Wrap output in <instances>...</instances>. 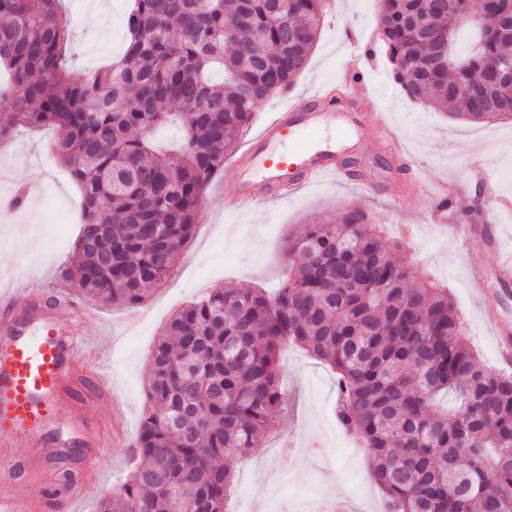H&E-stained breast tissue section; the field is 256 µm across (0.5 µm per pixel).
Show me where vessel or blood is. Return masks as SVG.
I'll return each mask as SVG.
<instances>
[{"mask_svg": "<svg viewBox=\"0 0 512 512\" xmlns=\"http://www.w3.org/2000/svg\"><path fill=\"white\" fill-rule=\"evenodd\" d=\"M325 105L322 97H296L249 142L231 170L240 209L263 211L314 180L339 175L337 157L373 126L374 117L335 114ZM66 300L36 284L0 289V451L21 446L31 457L58 454L49 438L62 404L86 399L74 367L111 356L108 344L89 348L65 335L58 308ZM489 321L499 361H512V326L492 313Z\"/></svg>", "mask_w": 512, "mask_h": 512, "instance_id": "b4317fda", "label": "vessel or blood"}]
</instances>
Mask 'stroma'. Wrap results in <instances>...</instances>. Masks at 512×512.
<instances>
[{"label":"stroma","instance_id":"1","mask_svg":"<svg viewBox=\"0 0 512 512\" xmlns=\"http://www.w3.org/2000/svg\"><path fill=\"white\" fill-rule=\"evenodd\" d=\"M64 0L62 7L71 38L68 54L77 73L105 66L125 52L124 17L130 0ZM378 0H329L316 43L305 68L290 91H279L256 106L252 129H259L291 96L330 92L355 53L351 30L371 35L369 92L364 111L379 115L383 125L400 134L402 159L387 157L375 131L358 148V175L327 178L300 195L262 213L241 211L222 190L215 174L205 194L202 218L190 245L176 261L165 284L137 306L98 308L99 320L83 324L67 319L69 333L87 345L111 341L112 360L103 374L112 397L89 406L85 414L102 436L93 458L101 489L72 504L52 496L57 467L44 463L5 491L38 502L37 512H96L131 476L138 460L137 441L145 402V375L154 343L171 316L195 295L214 287L274 289L288 264L284 242L305 225L341 217L350 205L364 209L369 223L398 247L397 253L421 277L447 288L478 361L497 368L494 341L482 307L471 292L476 273L488 274L501 312L512 318V288L502 289L497 266L512 260V120L475 124L409 100L395 81L386 50L376 38ZM49 131L21 130L0 149L9 181L0 182V198L13 196L20 177L40 181L43 192L14 211L0 210V274H20L50 281L70 298L77 283L61 275L71 256L82 222L81 194L64 165L49 147ZM489 162L498 221L491 225L499 251L474 243L459 248L439 225L423 223L437 197L446 196L462 224L480 223L472 215V197L454 192L472 168ZM412 223L409 235L397 227ZM279 381L287 403L275 432L254 455L231 461L237 491L226 512H306L304 499L314 493L326 498H354L362 512H385V497L372 478L369 456L349 455L348 434L336 419V376L329 367L295 347L283 348Z\"/></svg>","mask_w":512,"mask_h":512}]
</instances>
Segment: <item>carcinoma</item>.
I'll return each mask as SVG.
<instances>
[{
	"label": "carcinoma",
	"mask_w": 512,
	"mask_h": 512,
	"mask_svg": "<svg viewBox=\"0 0 512 512\" xmlns=\"http://www.w3.org/2000/svg\"><path fill=\"white\" fill-rule=\"evenodd\" d=\"M61 0H0V144L50 128L83 198L62 276L103 306L143 302L170 276L200 202L269 91L290 88L327 0H134L123 59L84 76L65 58ZM479 0H384L380 34L407 96L474 123L512 118L496 63L512 27L473 41L448 69L432 34ZM176 121L180 141L154 146ZM288 274L262 288H213L155 342L136 443L141 465L98 512H224V460L261 447L286 403L282 346L336 374L337 418L359 438L387 512H512V373L481 365L448 290L414 275L366 223L308 224Z\"/></svg>",
	"instance_id": "1"
}]
</instances>
